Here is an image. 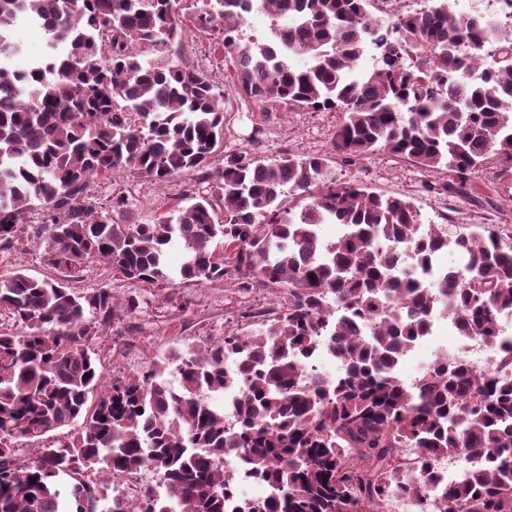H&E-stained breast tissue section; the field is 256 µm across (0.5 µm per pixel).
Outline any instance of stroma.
I'll return each instance as SVG.
<instances>
[{
	"mask_svg": "<svg viewBox=\"0 0 512 512\" xmlns=\"http://www.w3.org/2000/svg\"><path fill=\"white\" fill-rule=\"evenodd\" d=\"M219 31L188 28L172 51L176 58L204 70L223 92L224 142L222 151H254L261 161L274 162L283 153L297 156H333L332 138L339 116L334 112L260 111L250 100L238 96L234 88V67L227 53L221 52ZM337 179L366 184L373 191L411 201L426 224L449 223L453 229L481 233L484 227L499 228L502 240L512 245V177L500 176L495 164H484L472 176L465 194L448 195L439 183L446 172H433L409 161L377 151L354 164L334 163ZM96 201L106 202L113 194L128 197L127 216L135 224H150L172 210L185 191L208 193L207 184L192 176L177 175L164 182L136 179L124 172L100 177L91 183ZM40 209H31V230L25 233L19 249L1 253L0 271L18 270L41 279L49 268L43 250L32 233L40 224ZM76 289H110L118 299L134 296L140 301L137 312L112 324L95 345L105 376L134 374L149 364L164 363L180 347L200 346L237 329L247 309L271 310L270 290L259 288L242 295L231 280L213 284L149 288L112 273L106 265L91 264L75 283Z\"/></svg>",
	"mask_w": 512,
	"mask_h": 512,
	"instance_id": "stroma-1",
	"label": "stroma"
}]
</instances>
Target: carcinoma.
<instances>
[{
	"instance_id": "1",
	"label": "carcinoma",
	"mask_w": 512,
	"mask_h": 512,
	"mask_svg": "<svg viewBox=\"0 0 512 512\" xmlns=\"http://www.w3.org/2000/svg\"><path fill=\"white\" fill-rule=\"evenodd\" d=\"M393 0H0V251L17 249L39 206L44 262L36 279L0 273V308L20 326L0 331V512H131L112 475H160L161 498L140 488L143 512H512V247L497 229L473 234L424 224L408 200L338 182L324 157L248 151L213 157L224 106L203 71L167 55L188 25L219 27L239 93L264 109L336 112V157L383 150L464 194L489 160L512 176V0L507 22L457 13L448 0L383 19ZM261 12L272 38L245 40ZM48 35L22 74L19 18ZM374 63L361 66L366 54ZM128 171L163 182L188 174L210 186L151 224H127L120 192L94 206L95 177ZM224 220H215L217 212ZM321 224L340 226L323 241ZM179 244L176 271L167 251ZM448 251L458 266L437 269ZM102 262L158 288L221 282L275 292V316L175 351L164 364L105 378L94 341L137 301L70 286ZM450 317L461 336L496 345L473 371L443 355L411 383L397 366ZM326 352L335 377L315 368ZM238 391L232 428L214 394ZM79 429L64 440L49 434ZM22 440L43 443L27 457ZM266 483L236 497L224 453ZM473 464L469 479L431 495L440 460Z\"/></svg>"
}]
</instances>
